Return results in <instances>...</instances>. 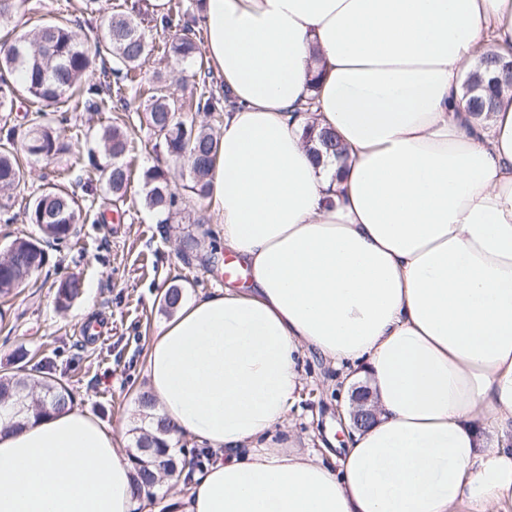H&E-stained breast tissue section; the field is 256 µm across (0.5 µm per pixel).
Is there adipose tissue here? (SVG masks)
<instances>
[{"label":"adipose tissue","instance_id":"1","mask_svg":"<svg viewBox=\"0 0 512 512\" xmlns=\"http://www.w3.org/2000/svg\"><path fill=\"white\" fill-rule=\"evenodd\" d=\"M233 107L209 205L247 287L180 300L144 372L213 450L183 493L132 494L109 426L0 408V512H512V0H202ZM335 130L339 163L304 125ZM313 353L376 419L331 460L272 443ZM497 55L499 54L494 51H487L479 59L476 67L474 68V65L464 76L462 100L465 102L467 111L476 116H480L484 112L486 115L494 112L496 99L501 90L512 89V81L508 86L507 74L502 76V84L490 82L497 80V74L492 75L489 81V72H497L500 69Z\"/></svg>","mask_w":512,"mask_h":512}]
</instances>
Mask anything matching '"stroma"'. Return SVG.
Wrapping results in <instances>:
<instances>
[{
    "label": "stroma",
    "mask_w": 512,
    "mask_h": 512,
    "mask_svg": "<svg viewBox=\"0 0 512 512\" xmlns=\"http://www.w3.org/2000/svg\"><path fill=\"white\" fill-rule=\"evenodd\" d=\"M147 8L148 0H99L97 12L85 9V0H26L11 23L0 26V41L19 33H34L51 18L72 20L77 39L94 45L100 25L117 4ZM155 51L141 66L142 87L152 86L157 72L170 73L167 91L177 100L189 98L198 79L195 67L184 68L164 58L165 35L147 27ZM134 107L126 120L131 183L125 200H113L101 178H89L88 152H102L93 134L112 125L110 111L89 112L65 102L68 121L61 137L67 153L53 163L22 156L24 181L0 209V257L15 238L32 234L26 212L47 184H68L79 197L84 221L76 237L48 252L45 266L13 296L0 299V372L13 370L21 353L34 360L49 358L56 376L72 388L76 406L98 422L112 427L123 453L135 449V427L140 420L136 398L146 391L144 362L160 325L169 317L160 297L166 288L179 286L185 296H198L226 287L223 275L208 271L199 258L185 255L187 237L210 244L220 237L219 220L208 202H195L174 223H158L145 205V169L164 153L160 139L139 123L142 97L132 96ZM75 275L84 283L83 296L68 309H58L57 281ZM303 387L288 416L299 442L317 447L347 435L337 427L336 411L348 403L351 388L340 382L339 371L323 359L308 355L302 364Z\"/></svg>",
    "instance_id": "obj_1"
}]
</instances>
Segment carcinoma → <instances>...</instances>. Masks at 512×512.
<instances>
[{
	"mask_svg": "<svg viewBox=\"0 0 512 512\" xmlns=\"http://www.w3.org/2000/svg\"><path fill=\"white\" fill-rule=\"evenodd\" d=\"M24 0H0V24L10 21L19 13ZM165 31H174L167 53L181 64L194 62L199 54L193 37L194 19L181 6L175 5L160 18ZM145 18L117 5L106 16L100 31L99 43L112 58L95 62L100 51L92 52L75 40L69 23L51 22L29 37L25 34L13 41L0 44V110L18 99L23 92L41 104L35 111L32 125L24 138L25 153L48 163L65 150L58 128L60 120L51 113L58 104L76 98L87 111H125L128 108L127 91L138 90L136 70L152 51L146 40ZM499 70L498 56L487 51L463 82L462 100L467 111L476 116L490 114L496 108V99L504 83H492L488 74ZM21 73L20 86L8 81L7 75ZM148 104L144 112L148 128L163 137L167 158L188 173L187 183L181 187L170 184L166 170L154 165L143 171V180L149 190L146 206L158 217V223L169 222L173 209L209 194L210 177L216 159L219 137L210 127L198 126L183 116L185 112H221L226 97L224 92L202 86L199 94L188 102L175 104L161 85L148 88ZM16 130L0 129V192L18 186L24 178L15 148ZM303 137L314 142L316 156H339L336 133L306 127ZM105 161L95 153L88 155L89 166L100 173L106 189L120 198L129 180V169L123 162L128 150V138L118 124L106 127L100 134ZM27 221L37 227L38 235L19 237L10 244L7 255L0 260V295L7 296L32 274L42 269L46 261V248L57 246L78 233L81 208L75 194L57 185L41 191L27 211ZM81 278L71 275L57 286V303L66 308L83 294ZM33 398L35 417L67 411L74 407L72 390L59 382L48 363L41 364L35 373L21 368L11 375H0V405L17 403ZM140 415L151 420L153 433H142L136 438L137 452L129 457L132 464L133 496L152 499L162 476L180 477L184 471L199 463L192 458L177 462L169 454L172 426L151 412L152 397L142 393L137 398Z\"/></svg>",
	"mask_w": 512,
	"mask_h": 512,
	"instance_id": "obj_1",
	"label": "carcinoma"
}]
</instances>
